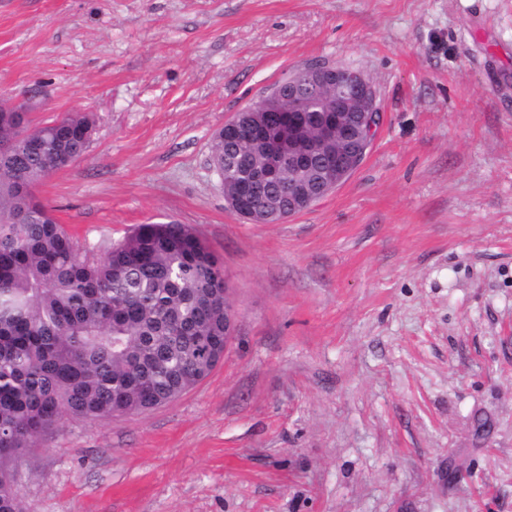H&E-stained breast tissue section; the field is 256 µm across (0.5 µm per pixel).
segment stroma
I'll return each instance as SVG.
<instances>
[{
  "label": "stroma",
  "instance_id": "1",
  "mask_svg": "<svg viewBox=\"0 0 512 512\" xmlns=\"http://www.w3.org/2000/svg\"><path fill=\"white\" fill-rule=\"evenodd\" d=\"M362 71L360 166L280 224L215 133L303 65ZM87 113L39 187L100 258L196 228L237 313L211 375L20 449L24 512H512V0H0V97Z\"/></svg>",
  "mask_w": 512,
  "mask_h": 512
}]
</instances>
